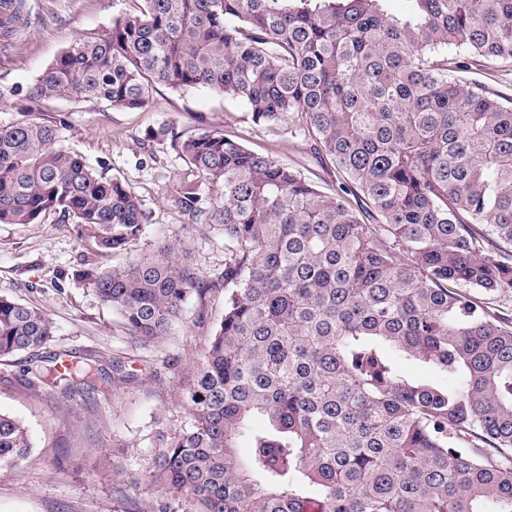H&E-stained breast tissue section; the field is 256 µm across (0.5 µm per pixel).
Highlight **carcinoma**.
Returning a JSON list of instances; mask_svg holds the SVG:
<instances>
[{
  "instance_id": "1",
  "label": "carcinoma",
  "mask_w": 512,
  "mask_h": 512,
  "mask_svg": "<svg viewBox=\"0 0 512 512\" xmlns=\"http://www.w3.org/2000/svg\"><path fill=\"white\" fill-rule=\"evenodd\" d=\"M141 2L26 88L0 86L20 101L0 123V224L59 213L100 255L141 237L135 191L68 150L65 121L34 116L52 100L133 110L158 85L208 88L255 123L298 116L345 175L326 194L223 135L156 131L191 168L177 208L223 227L224 316L186 423L143 470L154 512H512V320L486 305L512 290V106L454 79L471 56L512 61V0H412L405 18L385 0ZM179 253L167 243L94 275L141 343L172 335L214 286ZM54 332L0 297V360ZM97 372L56 354L36 375L65 395ZM30 450L0 414V466Z\"/></svg>"
}]
</instances>
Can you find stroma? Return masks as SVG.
Listing matches in <instances>:
<instances>
[{"label": "stroma", "instance_id": "obj_1", "mask_svg": "<svg viewBox=\"0 0 512 512\" xmlns=\"http://www.w3.org/2000/svg\"><path fill=\"white\" fill-rule=\"evenodd\" d=\"M25 2L16 33L0 37L2 86L31 84L75 40L137 10L136 0ZM460 79L512 102V61L474 59ZM59 114L67 118L63 145L89 164L106 163L109 175L139 196L147 221L136 255L151 256L163 243H178L209 278L224 269V234L215 224L187 223L177 209L171 190L189 169L155 130L191 135L204 128L230 136L288 164L328 194L341 181L331 161L315 157L296 122L254 123L243 104L202 87H158L149 104L136 110L80 98L47 102L44 118ZM127 260L124 254L98 256L73 220L55 214L32 224H0V296L43 310L55 324L46 346L0 360V413L21 421L32 442L25 461L0 468V512H124L114 470H123L126 481L138 478L159 436L184 423L180 396L224 314V288L191 297L174 335L144 346L128 336L91 281L92 273ZM58 352L100 360L95 399L32 386L31 368ZM116 359L128 380L114 379Z\"/></svg>", "mask_w": 512, "mask_h": 512}]
</instances>
